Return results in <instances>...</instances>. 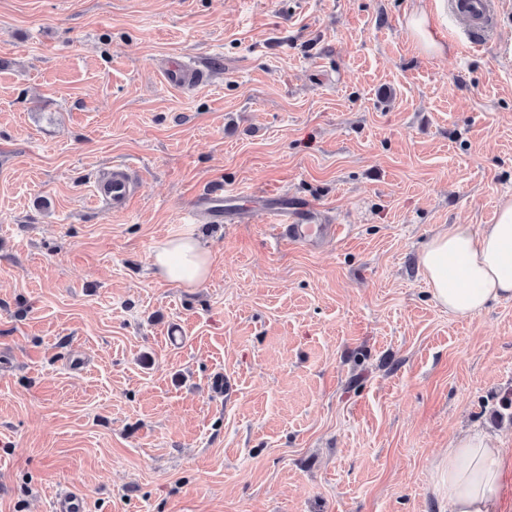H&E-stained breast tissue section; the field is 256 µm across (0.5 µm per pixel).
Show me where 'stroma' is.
I'll return each mask as SVG.
<instances>
[{"instance_id": "obj_1", "label": "stroma", "mask_w": 512, "mask_h": 512, "mask_svg": "<svg viewBox=\"0 0 512 512\" xmlns=\"http://www.w3.org/2000/svg\"><path fill=\"white\" fill-rule=\"evenodd\" d=\"M489 2L473 44L452 0H0V512L72 486L83 512H448L456 435L512 451V298L456 318L419 263L512 198V0ZM116 163L120 213L93 198ZM216 185L344 231L212 223ZM188 228L197 288L151 267ZM409 25L415 37L427 50L436 54L443 53L444 48L432 40L428 19L422 11H414L412 13ZM261 202V206L251 213L252 218L262 223L273 224L278 239L315 248L327 239L335 238L340 230V224H316L317 210L296 213L288 203V194L276 196L250 194ZM272 200V203H268Z\"/></svg>"}]
</instances>
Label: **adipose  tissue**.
I'll return each mask as SVG.
<instances>
[{
  "label": "adipose tissue",
  "mask_w": 512,
  "mask_h": 512,
  "mask_svg": "<svg viewBox=\"0 0 512 512\" xmlns=\"http://www.w3.org/2000/svg\"><path fill=\"white\" fill-rule=\"evenodd\" d=\"M211 249L194 231L155 248L157 274L182 288H196L210 272ZM435 301L459 318L480 314L490 301L512 298V201L482 232L452 224L437 233L420 256ZM502 451L490 440L464 435L452 440L441 462V490L450 512H496L502 493Z\"/></svg>",
  "instance_id": "obj_1"
}]
</instances>
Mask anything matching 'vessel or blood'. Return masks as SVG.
<instances>
[{
  "mask_svg": "<svg viewBox=\"0 0 512 512\" xmlns=\"http://www.w3.org/2000/svg\"><path fill=\"white\" fill-rule=\"evenodd\" d=\"M133 195L131 168L116 165L112 168V177L95 195V200L108 209L119 212L126 208ZM261 205L252 216L259 221L273 225L278 238L284 242L314 248L325 240L336 237L341 227L337 224H321L317 221L316 211L294 212L288 203L287 194L273 197L261 196ZM198 205L207 210L214 222H225L227 214L240 213L239 198L217 190L198 199Z\"/></svg>",
  "mask_w": 512,
  "mask_h": 512,
  "instance_id": "1",
  "label": "vessel or blood"
}]
</instances>
